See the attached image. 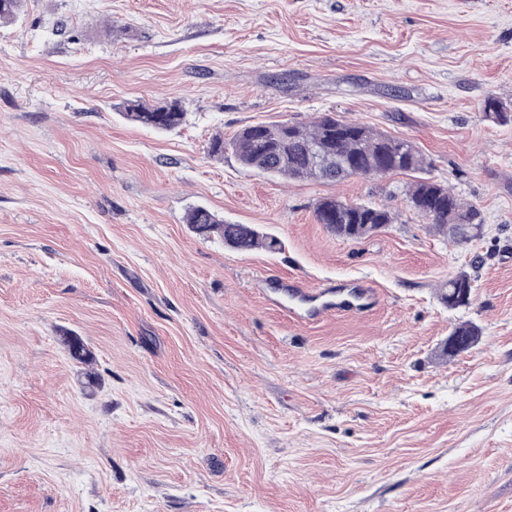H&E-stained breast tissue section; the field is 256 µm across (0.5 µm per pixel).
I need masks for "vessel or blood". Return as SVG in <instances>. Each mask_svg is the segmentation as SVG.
Here are the masks:
<instances>
[{
  "mask_svg": "<svg viewBox=\"0 0 512 512\" xmlns=\"http://www.w3.org/2000/svg\"><path fill=\"white\" fill-rule=\"evenodd\" d=\"M287 294L294 306V317L304 320H313L328 312L356 317L363 315L376 302L374 290L363 284L354 288L327 289L318 294L291 287Z\"/></svg>",
  "mask_w": 512,
  "mask_h": 512,
  "instance_id": "b4317fda",
  "label": "vessel or blood"
}]
</instances>
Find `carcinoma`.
Here are the masks:
<instances>
[{
    "label": "carcinoma",
    "mask_w": 512,
    "mask_h": 512,
    "mask_svg": "<svg viewBox=\"0 0 512 512\" xmlns=\"http://www.w3.org/2000/svg\"><path fill=\"white\" fill-rule=\"evenodd\" d=\"M26 0H0V23L16 21L24 12ZM186 112L177 101L148 105L140 100H129L124 105V118L137 126L158 132L171 131L184 122ZM483 117L491 122L507 120V112L496 99L489 97L483 105ZM317 147L322 162L315 165L310 149ZM230 149L241 164L250 169L295 181L341 182L356 176V170H381L388 175L422 173L430 166L427 157L411 141L376 131L343 117L339 121L324 113L311 124L281 122L256 123L239 130L229 142L215 139L211 151L222 154ZM408 206L424 217L451 241L461 245L482 231L484 218L481 210L465 204L447 184L426 177H418L404 189ZM317 223L334 235L348 240H359L395 221V214L380 206L358 203L347 207L344 201L325 197L314 208ZM186 223L197 235L207 237L218 233L224 245L239 253L263 248L269 253L282 251V241L270 232H263L251 224H233L210 209L192 208ZM472 280L465 271L448 279L441 290L440 300L450 309L471 303ZM71 357L89 365L92 356L85 344L68 340Z\"/></svg>",
    "instance_id": "cac0c4a2"
}]
</instances>
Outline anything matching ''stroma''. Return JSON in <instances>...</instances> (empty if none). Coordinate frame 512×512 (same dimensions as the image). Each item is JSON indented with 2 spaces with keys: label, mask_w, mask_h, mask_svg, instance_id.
Wrapping results in <instances>:
<instances>
[{
  "label": "stroma",
  "mask_w": 512,
  "mask_h": 512,
  "mask_svg": "<svg viewBox=\"0 0 512 512\" xmlns=\"http://www.w3.org/2000/svg\"><path fill=\"white\" fill-rule=\"evenodd\" d=\"M490 96L512 111V0H28L0 26V512H512V121ZM130 99L185 121L131 124ZM328 112L415 143L482 236L436 233L406 175L210 152ZM329 196L398 218L340 239ZM196 205L283 250L195 234ZM348 281L379 295L364 316L268 300ZM466 321L479 343L442 356ZM124 111L122 114L128 122L158 132L179 127L186 115L178 101L148 105L140 100H129L124 105ZM472 280L466 271H460L441 290L440 300L448 309H456L471 303ZM456 298L452 304L449 299Z\"/></svg>",
  "instance_id": "35a3bbf8"
}]
</instances>
